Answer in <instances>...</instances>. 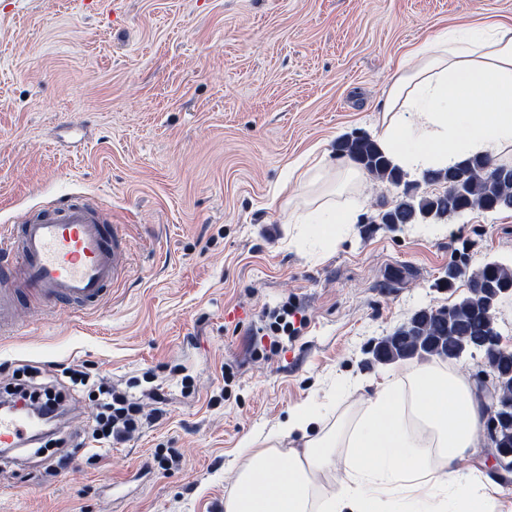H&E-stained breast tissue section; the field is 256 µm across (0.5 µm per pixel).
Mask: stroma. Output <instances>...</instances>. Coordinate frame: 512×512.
I'll return each mask as SVG.
<instances>
[{
  "label": "stroma",
  "instance_id": "obj_1",
  "mask_svg": "<svg viewBox=\"0 0 512 512\" xmlns=\"http://www.w3.org/2000/svg\"><path fill=\"white\" fill-rule=\"evenodd\" d=\"M495 21L512 23V0H0V233L82 195L128 249L102 307L45 302L0 331V388L22 367L59 387L78 365L165 396L156 421L93 458V406L70 393L56 442L0 454V512H224L248 440L303 402L334 424L416 369L369 348L453 303L485 262L512 264V209L378 224L401 191L368 177L352 232L314 254L289 246L273 197L303 204L290 168L312 152L340 166L339 138L376 135L414 45ZM289 298L300 335L252 358L263 313ZM166 449L180 463L165 470ZM61 455L68 468L49 471Z\"/></svg>",
  "mask_w": 512,
  "mask_h": 512
}]
</instances>
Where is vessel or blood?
Returning a JSON list of instances; mask_svg holds the SVG:
<instances>
[{
  "label": "vessel or blood",
  "instance_id": "b4317fda",
  "mask_svg": "<svg viewBox=\"0 0 512 512\" xmlns=\"http://www.w3.org/2000/svg\"><path fill=\"white\" fill-rule=\"evenodd\" d=\"M126 244L107 212L84 198L23 213L0 235V321H12L14 304L37 299L83 311L100 306L126 266ZM38 425L0 416V447Z\"/></svg>",
  "mask_w": 512,
  "mask_h": 512
}]
</instances>
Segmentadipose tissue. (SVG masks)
<instances>
[{
	"label": "adipose tissue",
	"mask_w": 512,
	"mask_h": 512,
	"mask_svg": "<svg viewBox=\"0 0 512 512\" xmlns=\"http://www.w3.org/2000/svg\"><path fill=\"white\" fill-rule=\"evenodd\" d=\"M512 144V25L445 29L414 47L379 112V145L398 167L447 168ZM293 177L313 188L293 207L292 242L327 248L346 233L356 208L322 191L331 174L310 154ZM486 414L483 396L462 375L430 365L385 377L355 419L321 425L301 403L262 442L245 443L224 512H512L488 477H459L475 454ZM298 437L303 448L275 462L271 450ZM341 468L335 489L322 477Z\"/></svg>",
	"instance_id": "adipose-tissue-1"
}]
</instances>
